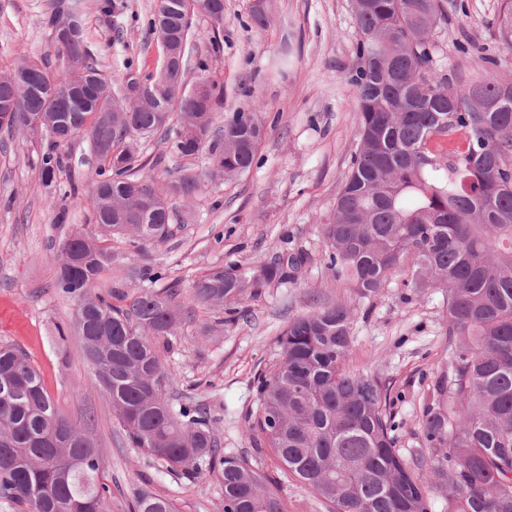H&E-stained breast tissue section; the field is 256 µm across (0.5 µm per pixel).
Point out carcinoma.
<instances>
[{
  "label": "carcinoma",
  "mask_w": 512,
  "mask_h": 512,
  "mask_svg": "<svg viewBox=\"0 0 512 512\" xmlns=\"http://www.w3.org/2000/svg\"><path fill=\"white\" fill-rule=\"evenodd\" d=\"M86 0H49L43 24L64 61L53 77L44 62L22 58L0 73V116L17 130L42 121L39 169L52 183L65 167L61 150L79 133L99 166L89 197L97 232L76 231L59 246L53 287L76 301L80 345L134 448L186 476L206 467L224 493V512H287L278 486L224 454L211 407L172 394L161 359L181 335L177 292L153 287L161 275L134 265L106 283L115 257L104 242L159 248L172 235L174 198L191 201L209 181L239 178L255 161L263 135L251 106L216 120L224 90L206 81L198 98L182 92L187 60L166 75L127 74L158 87L157 102L116 94L94 58L85 29L58 27ZM156 0L150 28L180 38L181 19L163 22ZM124 0H95L106 17ZM448 19L442 0H359L356 67L358 146L333 217L323 227L328 268L361 297L397 273L420 297L445 290L448 372L423 407L422 443L434 481L417 476L397 450L388 388L349 368L352 310L322 305L288 322L278 360L258 378L253 422L277 467L333 512H431L440 491L447 512H512V80L492 73L469 86L436 75L434 35ZM497 38L512 51V0H501ZM180 133L169 142L178 161L207 151L209 167L190 166L162 184L139 178L140 139ZM305 263L281 253L244 270L215 265L193 285V302L223 307L208 326L219 335L240 307L288 282ZM138 282L131 292L127 282ZM92 439L59 413L27 354L0 344V499L23 512H99L110 487L98 482ZM135 512H177L173 502L134 494Z\"/></svg>",
  "instance_id": "obj_1"
}]
</instances>
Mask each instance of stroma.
<instances>
[{
  "instance_id": "1",
  "label": "stroma",
  "mask_w": 512,
  "mask_h": 512,
  "mask_svg": "<svg viewBox=\"0 0 512 512\" xmlns=\"http://www.w3.org/2000/svg\"><path fill=\"white\" fill-rule=\"evenodd\" d=\"M256 0H224L217 43L193 46L187 80L205 79L224 90L221 114L255 105L265 133L245 176L207 183L191 205L176 202L178 228L160 249L140 256L126 240L112 249L123 264L149 263L162 273L158 288H176L191 299L193 281L216 264L242 266L278 252L305 251L307 264L288 283L249 301V311L223 335H206L216 311L198 309L162 361L176 373V391L209 402L225 454L247 460L280 482L288 512H326L305 484L282 480L267 449L248 433L257 377L278 352L275 340L289 319L321 304L353 310L350 368L378 376L391 390L398 449L414 472L431 480L421 445L424 397L450 360L442 293L413 296L405 274L394 275L370 297L358 298L328 269L322 226L358 145L357 89L350 80L358 31L351 0H266V27L253 22ZM48 0H0V70L21 57L43 60L59 74L62 62L42 22ZM448 20L438 34L442 70L466 82L489 73L487 56L512 75V52L496 41L500 0H444ZM114 18L88 13L92 52L121 88L128 71H155L162 48L147 34L154 0H125ZM58 181L78 179L77 198L59 201L41 179L36 146L0 129V342L20 346L38 368L60 412L85 429L96 445L101 476L110 489L106 512H133L143 489L172 500L180 512H224L214 474L185 477L131 447L100 390L76 337H60L75 309L52 286L57 245L69 232H94L89 197L97 162L85 137L67 149Z\"/></svg>"
}]
</instances>
